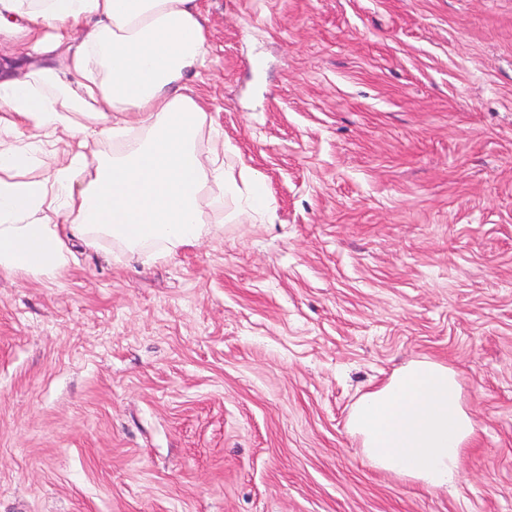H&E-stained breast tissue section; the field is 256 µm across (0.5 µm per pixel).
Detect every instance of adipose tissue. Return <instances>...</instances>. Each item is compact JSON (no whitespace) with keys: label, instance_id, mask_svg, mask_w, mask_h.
<instances>
[{"label":"adipose tissue","instance_id":"adipose-tissue-1","mask_svg":"<svg viewBox=\"0 0 512 512\" xmlns=\"http://www.w3.org/2000/svg\"><path fill=\"white\" fill-rule=\"evenodd\" d=\"M207 54L197 0H0L1 272H59L69 236L194 246L210 184L261 215L224 142L197 146L206 114L185 89ZM108 140L123 150L100 156ZM351 428L374 465L434 489L457 483L475 432L454 371L431 360L364 394Z\"/></svg>","mask_w":512,"mask_h":512}]
</instances>
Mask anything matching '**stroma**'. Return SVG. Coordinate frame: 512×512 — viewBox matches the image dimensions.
Instances as JSON below:
<instances>
[{"label": "stroma", "instance_id": "obj_1", "mask_svg": "<svg viewBox=\"0 0 512 512\" xmlns=\"http://www.w3.org/2000/svg\"><path fill=\"white\" fill-rule=\"evenodd\" d=\"M190 75L266 211L0 272V512H512V0H201ZM476 425L449 489L349 419L401 366Z\"/></svg>", "mask_w": 512, "mask_h": 512}]
</instances>
